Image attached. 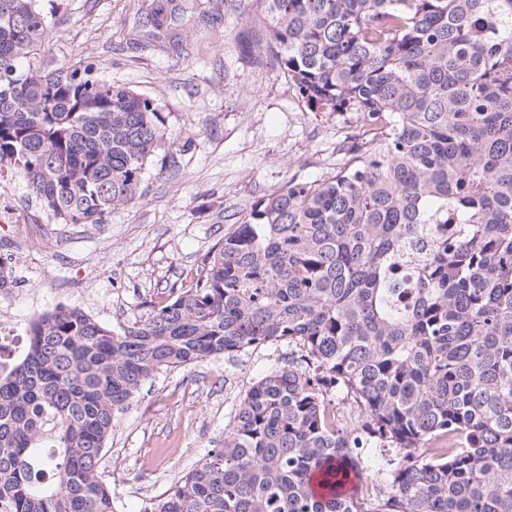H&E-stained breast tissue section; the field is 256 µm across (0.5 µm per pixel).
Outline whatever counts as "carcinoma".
Returning <instances> with one entry per match:
<instances>
[{
  "instance_id": "1",
  "label": "carcinoma",
  "mask_w": 512,
  "mask_h": 512,
  "mask_svg": "<svg viewBox=\"0 0 512 512\" xmlns=\"http://www.w3.org/2000/svg\"><path fill=\"white\" fill-rule=\"evenodd\" d=\"M259 2L308 106L358 112L365 132L335 175L262 198L123 333L77 307L30 324L0 369V512H117L100 462L141 385L279 343L288 363L224 444L144 512H512V0ZM52 39L44 0H0V169L62 223L103 224L169 154L163 107L45 67ZM364 448L397 456L379 496Z\"/></svg>"
}]
</instances>
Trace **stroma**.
Masks as SVG:
<instances>
[{
	"label": "stroma",
	"mask_w": 512,
	"mask_h": 512,
	"mask_svg": "<svg viewBox=\"0 0 512 512\" xmlns=\"http://www.w3.org/2000/svg\"><path fill=\"white\" fill-rule=\"evenodd\" d=\"M47 66H93L156 98L171 156L144 175L143 195L102 224H63L0 171V265L10 299L0 326L78 307L123 332L187 286L214 244L254 203L291 180L334 175L360 134L354 112H317L267 55L258 0H55ZM161 6L162 26L151 17ZM288 360L287 346L211 357L156 373L115 415L100 475L118 512H142L207 451L220 447L251 385Z\"/></svg>",
	"instance_id": "stroma-1"
}]
</instances>
